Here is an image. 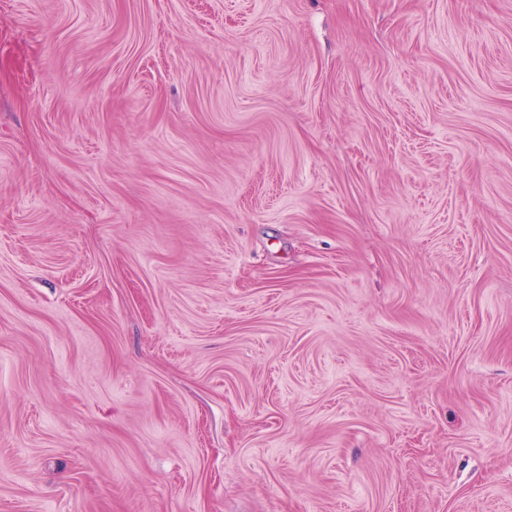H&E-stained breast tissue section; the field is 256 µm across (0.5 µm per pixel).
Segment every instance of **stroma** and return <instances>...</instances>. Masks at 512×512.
I'll use <instances>...</instances> for the list:
<instances>
[{
	"label": "stroma",
	"mask_w": 512,
	"mask_h": 512,
	"mask_svg": "<svg viewBox=\"0 0 512 512\" xmlns=\"http://www.w3.org/2000/svg\"><path fill=\"white\" fill-rule=\"evenodd\" d=\"M0 512H512V0H0Z\"/></svg>",
	"instance_id": "1"
}]
</instances>
